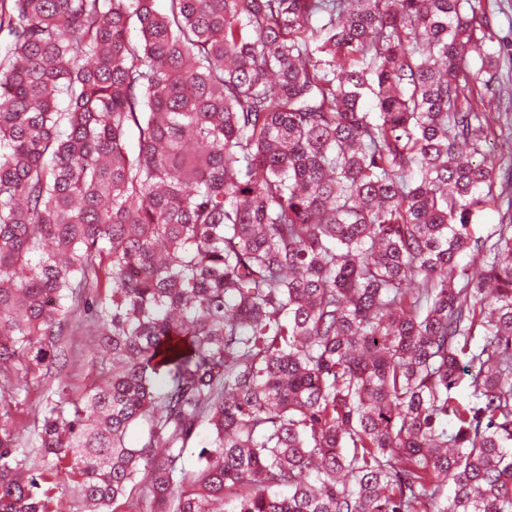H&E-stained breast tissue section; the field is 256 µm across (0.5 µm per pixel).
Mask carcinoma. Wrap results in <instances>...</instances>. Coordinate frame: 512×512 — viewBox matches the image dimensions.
Returning <instances> with one entry per match:
<instances>
[{"instance_id": "1", "label": "carcinoma", "mask_w": 512, "mask_h": 512, "mask_svg": "<svg viewBox=\"0 0 512 512\" xmlns=\"http://www.w3.org/2000/svg\"><path fill=\"white\" fill-rule=\"evenodd\" d=\"M155 2L0 0V512H512L488 17ZM52 374L38 474L9 419ZM498 206L499 203L498 205L484 208L474 215L472 224H474L473 228L476 237H485L494 224H499L500 209H498ZM95 338L96 336H86L85 334L66 337L69 351L67 380L78 392H81L85 386H89L96 377V370L88 364Z\"/></svg>"}]
</instances>
